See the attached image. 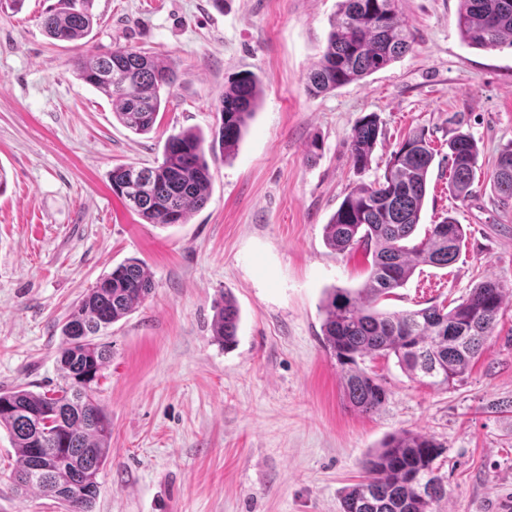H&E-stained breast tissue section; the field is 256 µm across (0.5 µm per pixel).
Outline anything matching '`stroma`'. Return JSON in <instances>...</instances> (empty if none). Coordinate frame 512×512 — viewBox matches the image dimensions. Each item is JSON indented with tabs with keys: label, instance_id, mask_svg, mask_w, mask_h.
Returning <instances> with one entry per match:
<instances>
[{
	"label": "stroma",
	"instance_id": "35a3bbf8",
	"mask_svg": "<svg viewBox=\"0 0 512 512\" xmlns=\"http://www.w3.org/2000/svg\"><path fill=\"white\" fill-rule=\"evenodd\" d=\"M55 0L0 11V388L42 392L60 380V328L73 303L129 258L154 291L102 335L111 360L97 397L112 420L94 512H342L364 456L399 430L433 437L448 483L439 512H512V300L488 349L445 388L412 380L395 359L364 366L388 391L376 414L343 400L325 348L327 289L359 288L372 253L332 251L323 228L350 188L383 175L392 151L425 130L437 151L417 237L443 218L463 225L456 262L422 266L380 299L388 311L450 305L485 277L512 287V205L490 184L448 193V118L462 113L483 172L512 142V48L468 47L459 0H402L412 51L319 95V61L339 0H94L88 42H57L40 16ZM127 46L158 56L178 80L153 130L137 135L74 61ZM261 80L260 106L235 157L211 163L207 205L188 222L143 223L113 194L112 168L153 166L169 134L211 132L228 77ZM383 133L364 172L348 139L366 114ZM240 309L237 343L212 338L214 301ZM18 458L0 429V512H64L17 492Z\"/></svg>",
	"mask_w": 512,
	"mask_h": 512
}]
</instances>
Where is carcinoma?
<instances>
[{"instance_id":"cac0c4a2","label":"carcinoma","mask_w":512,"mask_h":512,"mask_svg":"<svg viewBox=\"0 0 512 512\" xmlns=\"http://www.w3.org/2000/svg\"><path fill=\"white\" fill-rule=\"evenodd\" d=\"M94 0H58L41 15L46 35L74 42L93 29ZM457 29L471 48H512V0H460ZM414 38L402 19L401 0H340L320 61L311 71L308 90L326 93L361 80L412 49ZM77 77L112 100L117 121L137 135L152 131L177 75L158 58L127 47L106 54L87 53L75 61ZM260 98L252 72L234 74L224 85L218 129L209 149L213 159L236 154L243 131ZM448 190L472 196L480 150L462 121L448 118ZM382 134L376 113L362 117L350 136L349 153L358 171L369 168ZM203 132L170 135L155 166L122 165L112 169L113 194L147 224H184L209 200L212 174L205 157ZM434 158L431 143L413 131L394 150L381 178L354 185L324 225L326 244L337 252L358 245L374 247L371 272L356 291L326 292L322 336L342 371L344 397L356 411L373 415L388 397L381 381L360 366L366 357L397 359L414 380L446 387L468 370L484 350L508 293L494 278L470 289L446 309L382 311L377 301L403 287L420 265L454 262L465 241L463 225L452 217L432 225L417 244L408 245L420 221L427 177ZM504 205L512 201V145L499 150L490 177ZM145 264L131 258L99 279L71 310L61 327L57 352L61 383L42 393L14 388L0 392V428L9 433L18 455L16 489L58 500L65 512H92L99 477L109 456L112 422L97 398L100 378L112 356L99 341L112 324L135 311L152 293ZM212 333L229 348L236 341L240 311L228 295L214 302ZM44 449L51 475L30 470L33 449ZM443 446L419 432L387 436L362 461L361 479L341 496L342 512H436L448 498V485L435 461ZM425 486L426 498L418 493Z\"/></svg>"}]
</instances>
